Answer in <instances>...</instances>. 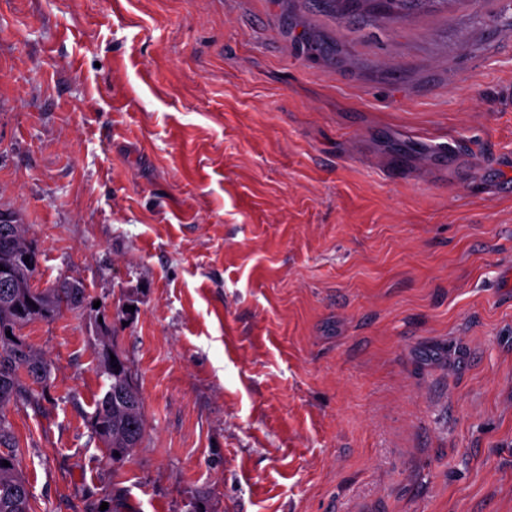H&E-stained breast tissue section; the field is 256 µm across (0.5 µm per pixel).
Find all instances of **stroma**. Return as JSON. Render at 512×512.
<instances>
[{
  "mask_svg": "<svg viewBox=\"0 0 512 512\" xmlns=\"http://www.w3.org/2000/svg\"><path fill=\"white\" fill-rule=\"evenodd\" d=\"M512 0H0L33 512H512ZM104 317L146 434L91 417ZM346 1V3H358L361 1L366 4H379L383 11L394 21L405 18L406 16L418 11L425 6L432 4H448V0H336ZM3 213L0 212V265L3 267H18L23 266L27 272L33 274L39 262V250L36 244L30 240L24 231V224H21V219L16 213H11L10 218L13 220L3 219ZM7 227L8 233L2 236L1 229ZM5 238V241H2ZM24 255H31L35 258V265L31 266L26 263L28 269L24 266L21 258Z\"/></svg>",
  "mask_w": 512,
  "mask_h": 512,
  "instance_id": "obj_1",
  "label": "stroma"
}]
</instances>
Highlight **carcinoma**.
<instances>
[{
  "mask_svg": "<svg viewBox=\"0 0 512 512\" xmlns=\"http://www.w3.org/2000/svg\"><path fill=\"white\" fill-rule=\"evenodd\" d=\"M359 1L380 5L394 21L432 4L448 3V0H346ZM4 227L8 233L5 240H0V265L16 268L25 255L39 258L38 247L26 236L18 215L12 213L5 220L0 212V229ZM86 300L83 285L66 278L44 289L0 288V512H32L30 490L19 469L13 426L5 408L39 396L38 389L47 386L52 369L51 362L27 342L23 329L34 321H52L65 310L83 306ZM112 354L122 356L107 332L98 334L95 358L107 376L108 386L95 401L92 427L112 463L119 464L140 447L146 421L142 397L129 369L113 368ZM5 460L10 466L3 465Z\"/></svg>",
  "mask_w": 512,
  "mask_h": 512,
  "instance_id": "obj_1",
  "label": "carcinoma"
}]
</instances>
